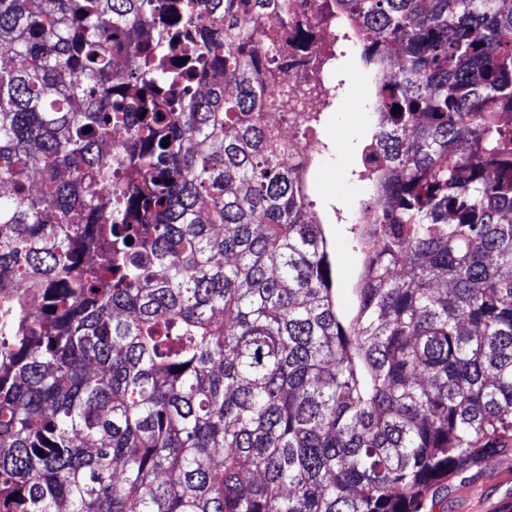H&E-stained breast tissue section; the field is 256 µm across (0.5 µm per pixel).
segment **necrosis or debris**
I'll list each match as a JSON object with an SVG mask.
<instances>
[{
    "label": "necrosis or debris",
    "mask_w": 512,
    "mask_h": 512,
    "mask_svg": "<svg viewBox=\"0 0 512 512\" xmlns=\"http://www.w3.org/2000/svg\"><path fill=\"white\" fill-rule=\"evenodd\" d=\"M325 0H297L299 15L314 26L316 37L309 48L295 41H282L276 55L283 67L277 71H256L254 79L264 88L272 106L267 120L285 144L283 161L296 170L308 167L324 146L307 123L311 114L319 112L325 97L323 90L330 81L326 73H307L302 59L327 52L343 37L333 11L325 9Z\"/></svg>",
    "instance_id": "obj_1"
}]
</instances>
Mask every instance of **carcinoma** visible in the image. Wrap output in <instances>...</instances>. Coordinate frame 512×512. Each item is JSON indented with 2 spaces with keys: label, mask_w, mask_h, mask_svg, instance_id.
Wrapping results in <instances>:
<instances>
[{
  "label": "carcinoma",
  "mask_w": 512,
  "mask_h": 512,
  "mask_svg": "<svg viewBox=\"0 0 512 512\" xmlns=\"http://www.w3.org/2000/svg\"><path fill=\"white\" fill-rule=\"evenodd\" d=\"M294 2L0 0V512H420L512 444V0H335L346 305L253 83ZM332 81L342 79L341 89L333 105L323 114L317 131L328 145L307 172V192L314 210L327 224L330 244L338 260L337 288H353L359 272V248L351 232L352 223L367 198V183L360 181L358 161L360 145L370 136L373 121L365 109L369 89L366 71L359 62L357 51L351 48L342 58L338 72L331 71ZM360 105L358 116L350 105Z\"/></svg>",
  "instance_id": "cac0c4a2"
}]
</instances>
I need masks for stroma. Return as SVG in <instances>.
<instances>
[{"instance_id":"35a3bbf8","label":"stroma","mask_w":512,"mask_h":512,"mask_svg":"<svg viewBox=\"0 0 512 512\" xmlns=\"http://www.w3.org/2000/svg\"><path fill=\"white\" fill-rule=\"evenodd\" d=\"M337 76L342 81L339 95L317 128L327 149L307 172V190L328 228L339 266L337 285L348 289L359 272V248L351 228L367 197V184L358 172L359 148L373 121L364 110L369 89L356 50L342 58ZM421 512H512V446L433 486Z\"/></svg>"}]
</instances>
